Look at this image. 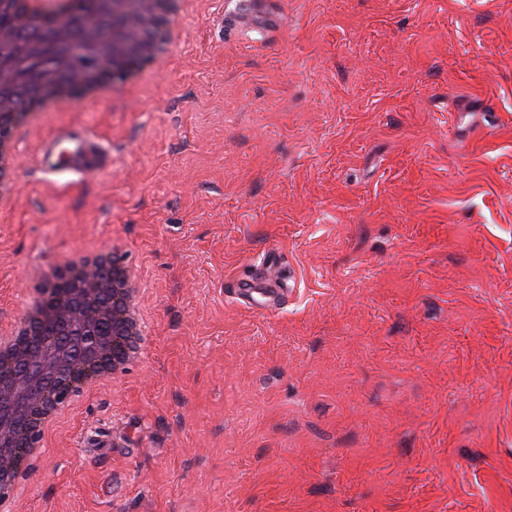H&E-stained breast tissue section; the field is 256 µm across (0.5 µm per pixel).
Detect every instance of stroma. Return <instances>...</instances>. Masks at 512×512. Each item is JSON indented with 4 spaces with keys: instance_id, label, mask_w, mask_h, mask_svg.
<instances>
[{
    "instance_id": "35a3bbf8",
    "label": "stroma",
    "mask_w": 512,
    "mask_h": 512,
    "mask_svg": "<svg viewBox=\"0 0 512 512\" xmlns=\"http://www.w3.org/2000/svg\"><path fill=\"white\" fill-rule=\"evenodd\" d=\"M224 10L16 144L0 322L116 239L152 338L20 512H512V0H266L261 42ZM76 126L111 172L40 173ZM258 269L295 277L271 314L224 292Z\"/></svg>"
}]
</instances>
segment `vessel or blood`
I'll list each match as a JSON object with an SVG mask.
<instances>
[{
  "label": "vessel or blood",
  "mask_w": 512,
  "mask_h": 512,
  "mask_svg": "<svg viewBox=\"0 0 512 512\" xmlns=\"http://www.w3.org/2000/svg\"><path fill=\"white\" fill-rule=\"evenodd\" d=\"M37 163L46 173L65 177L91 176L112 168V158L103 152L100 141L81 130L48 136ZM226 291L232 299L243 301L258 313L278 309L290 293L279 280L251 275L230 279Z\"/></svg>",
  "instance_id": "vessel-or-blood-1"
}]
</instances>
